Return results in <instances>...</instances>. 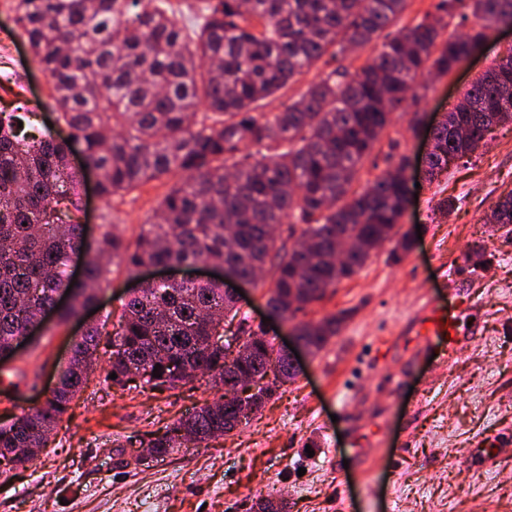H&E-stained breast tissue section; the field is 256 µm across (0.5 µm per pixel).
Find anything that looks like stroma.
<instances>
[{"instance_id": "stroma-1", "label": "stroma", "mask_w": 512, "mask_h": 512, "mask_svg": "<svg viewBox=\"0 0 512 512\" xmlns=\"http://www.w3.org/2000/svg\"><path fill=\"white\" fill-rule=\"evenodd\" d=\"M9 0L0 40L17 37L15 60L28 92L0 83V112L25 106L37 126L51 116V85L34 61ZM512 30L487 41L451 74L428 76L415 111L395 112L364 161L360 184L405 155L417 183L399 224L415 240L401 258L374 251L352 279L313 303L317 319L347 312L338 337L302 373L230 433L165 458L140 455L167 423L213 401L200 378L174 390L90 380L46 450L23 466L0 463V512H248L258 496L284 497L289 512H512V235L488 223L512 192V122L500 125L467 165L423 174L427 125L447 112ZM75 217L100 235L115 225L128 241L168 192V178L105 199L84 179ZM452 199L446 212L437 204ZM486 241L487 266L467 268L470 244ZM461 312L470 342L454 359L414 355L427 303ZM84 325L48 323L14 366L0 370V422L42 404Z\"/></svg>"}]
</instances>
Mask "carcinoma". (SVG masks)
<instances>
[{"mask_svg": "<svg viewBox=\"0 0 512 512\" xmlns=\"http://www.w3.org/2000/svg\"><path fill=\"white\" fill-rule=\"evenodd\" d=\"M408 0H212L190 38L168 14L166 0H14L34 60L49 78L55 124L71 144L47 129L20 135L19 116L0 115V350L67 292L64 326L94 307L108 282L109 263L133 273L143 265L228 264L254 283L270 272L267 303L293 320L327 289L352 278L380 244L396 240L411 195L402 157L362 188L363 162L380 142L395 111L419 104L423 77L450 74L476 53L500 23H512V0H438L434 12L392 33ZM453 32H448L449 26ZM373 55L355 72L337 67L278 112L266 100L288 87L324 55L358 47ZM205 112H200V109ZM512 122V46L496 56L433 133L429 177L451 162L470 161L485 134ZM251 146L260 150L253 154ZM81 152L110 197L150 180L179 176L135 242L109 229L95 242L57 206L68 202L82 175L70 163ZM298 218L301 230L290 225ZM488 222L510 227L512 192L490 207ZM288 225L305 239L302 250L276 245L272 230ZM350 242L336 264V238ZM85 256L83 278L72 282L71 257ZM491 256L484 243L465 254L473 266ZM235 310L217 281H160L122 305L102 384L139 374L143 387L175 389L208 377L220 395L165 427L148 447L166 457L189 442L236 428L224 411L235 376L277 361V384L295 375L275 341L256 342L239 318V356L228 364L224 311ZM347 312L294 324L317 356L338 336ZM102 331L86 329L73 343L59 386L45 404L0 426V459L24 465L48 447L70 403L98 361ZM161 365L162 377L152 376ZM116 374L112 380L109 375ZM255 512H287L269 495Z\"/></svg>", "mask_w": 512, "mask_h": 512, "instance_id": "cac0c4a2", "label": "carcinoma"}]
</instances>
